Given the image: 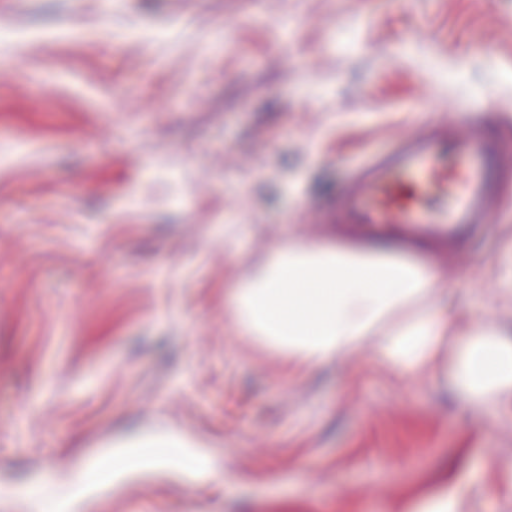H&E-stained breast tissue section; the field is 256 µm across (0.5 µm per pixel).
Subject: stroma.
I'll return each mask as SVG.
<instances>
[{
	"mask_svg": "<svg viewBox=\"0 0 512 512\" xmlns=\"http://www.w3.org/2000/svg\"><path fill=\"white\" fill-rule=\"evenodd\" d=\"M0 30V512H512L511 407L371 345L292 369L224 314L226 237L335 238L337 171L421 106L512 149V0H0ZM507 224L512 185L448 252L461 331L512 321ZM148 432L211 473L72 485ZM490 265L495 274L497 288H500L504 296L510 294L512 298V246L506 247L490 261Z\"/></svg>",
	"mask_w": 512,
	"mask_h": 512,
	"instance_id": "1",
	"label": "stroma"
}]
</instances>
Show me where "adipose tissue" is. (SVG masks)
Segmentation results:
<instances>
[{
  "label": "adipose tissue",
  "instance_id": "obj_1",
  "mask_svg": "<svg viewBox=\"0 0 512 512\" xmlns=\"http://www.w3.org/2000/svg\"><path fill=\"white\" fill-rule=\"evenodd\" d=\"M444 257V248L434 245H416L407 257H395L341 227L334 241L284 245L255 262L248 279L232 285L225 313L232 324L311 366L344 359L375 340L398 367L436 375L453 333L450 316L425 308L398 330L384 331L382 323L409 302L442 292ZM452 386L478 403H512V329L468 336ZM173 463L197 474L208 469L198 449L176 435L147 433L112 450L116 474L137 464Z\"/></svg>",
  "mask_w": 512,
  "mask_h": 512
}]
</instances>
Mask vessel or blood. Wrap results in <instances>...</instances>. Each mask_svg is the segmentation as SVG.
<instances>
[{"mask_svg": "<svg viewBox=\"0 0 512 512\" xmlns=\"http://www.w3.org/2000/svg\"><path fill=\"white\" fill-rule=\"evenodd\" d=\"M454 134L432 139L423 123L388 149L359 163L342 200L350 223L387 234L448 238L486 220L488 197L512 153H502L471 130L467 108L458 109Z\"/></svg>", "mask_w": 512, "mask_h": 512, "instance_id": "b4317fda", "label": "vessel or blood"}]
</instances>
